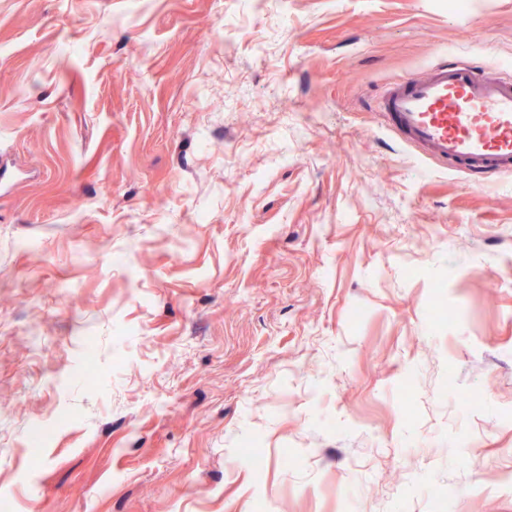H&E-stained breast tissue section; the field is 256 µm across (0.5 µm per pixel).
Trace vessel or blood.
<instances>
[{
	"label": "vessel or blood",
	"instance_id": "vessel-or-blood-1",
	"mask_svg": "<svg viewBox=\"0 0 512 512\" xmlns=\"http://www.w3.org/2000/svg\"><path fill=\"white\" fill-rule=\"evenodd\" d=\"M386 126L421 155L485 182L512 172V76L445 60L392 83L380 102Z\"/></svg>",
	"mask_w": 512,
	"mask_h": 512
}]
</instances>
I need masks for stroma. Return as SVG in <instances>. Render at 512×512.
I'll return each instance as SVG.
<instances>
[{"label": "stroma", "mask_w": 512, "mask_h": 512, "mask_svg": "<svg viewBox=\"0 0 512 512\" xmlns=\"http://www.w3.org/2000/svg\"><path fill=\"white\" fill-rule=\"evenodd\" d=\"M445 55L512 0H0V512H512V174L378 114Z\"/></svg>", "instance_id": "35a3bbf8"}]
</instances>
